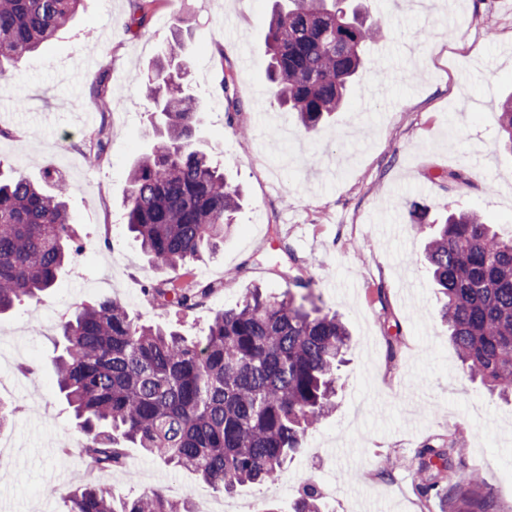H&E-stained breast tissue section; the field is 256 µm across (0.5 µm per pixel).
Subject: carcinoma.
Instances as JSON below:
<instances>
[{
    "label": "carcinoma",
    "mask_w": 512,
    "mask_h": 512,
    "mask_svg": "<svg viewBox=\"0 0 512 512\" xmlns=\"http://www.w3.org/2000/svg\"><path fill=\"white\" fill-rule=\"evenodd\" d=\"M81 0H0V77L66 28ZM163 0H132L128 28H144ZM384 33L357 0H275L265 46L278 104L318 132L346 104L367 65L366 48ZM180 33L142 84L153 102V142L130 168L124 221L166 277L145 293L190 311L212 291L180 282L199 254L224 244L241 194L195 140L201 101L185 82ZM498 148L512 154V96L499 105ZM112 129L92 143L103 152ZM67 185L46 172L38 184L0 162V315L51 290L83 239L66 204ZM417 262L439 294L440 319L471 380L512 399V236L475 211L434 225ZM294 297L251 289L214 315L205 337L135 322L110 296L83 303L61 323L54 381L85 441L91 467L110 470L125 445L188 470L227 493L278 483L304 436L336 409L338 371L349 333L335 313H309ZM418 487L455 512H499L492 493L474 496L479 473L464 470L454 438L427 442L415 456ZM67 512H194L190 497L160 491L116 496L87 480L71 486ZM306 477L291 512H324Z\"/></svg>",
    "instance_id": "cac0c4a2"
}]
</instances>
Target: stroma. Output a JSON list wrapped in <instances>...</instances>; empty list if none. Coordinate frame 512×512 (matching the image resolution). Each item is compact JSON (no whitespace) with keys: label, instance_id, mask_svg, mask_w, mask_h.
Wrapping results in <instances>:
<instances>
[{"label":"stroma","instance_id":"1","mask_svg":"<svg viewBox=\"0 0 512 512\" xmlns=\"http://www.w3.org/2000/svg\"><path fill=\"white\" fill-rule=\"evenodd\" d=\"M383 38L347 105L306 133L280 108L265 78L264 37L273 0H169L167 25L126 29L130 0H85L42 52L0 78V159L29 179L58 172L84 248L55 288L0 316V401L16 405L0 433V512H66L64 495L82 477L134 496L179 477L187 494L255 512L264 498L289 512L302 469L342 486L326 512H441L416 490L414 457L427 441L454 437L466 469L478 470L500 512H512V400L468 380L441 324L436 296L413 259L436 218L456 207L512 234V155L497 150L499 100L512 93V0H426L422 12L379 0ZM181 33L187 79L203 103L200 136L210 157L239 184L243 201L224 246L196 262L194 278L215 290L195 310L161 308L147 286L163 278L124 224L128 172L152 137L150 102L139 80L173 33ZM93 59L77 72L75 57ZM252 57L243 67L242 57ZM112 75V139L104 158L84 149L96 112L90 85ZM228 79L242 111L229 109ZM465 181L441 180L448 169ZM310 281L316 307L347 323L336 410L305 438L278 486H243L232 496L188 471L130 451L107 472L89 470L82 436L53 382L62 316L109 296L144 325L204 336L218 311L259 286L288 293ZM397 337L396 358L387 355ZM37 365L35 374L19 371Z\"/></svg>","mask_w":512,"mask_h":512}]
</instances>
